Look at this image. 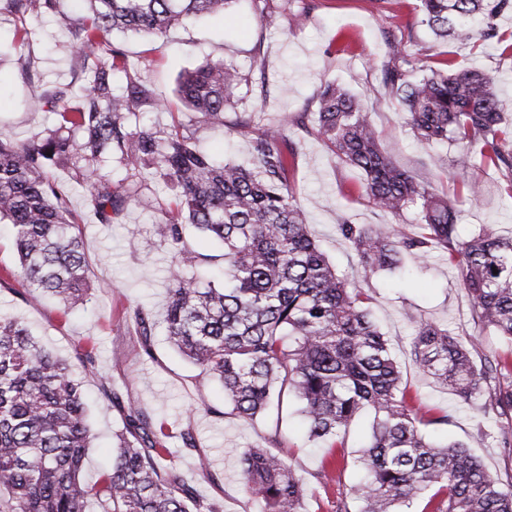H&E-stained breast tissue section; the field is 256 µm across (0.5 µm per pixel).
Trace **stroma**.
Listing matches in <instances>:
<instances>
[{
	"instance_id": "1",
	"label": "stroma",
	"mask_w": 512,
	"mask_h": 512,
	"mask_svg": "<svg viewBox=\"0 0 512 512\" xmlns=\"http://www.w3.org/2000/svg\"><path fill=\"white\" fill-rule=\"evenodd\" d=\"M417 0H283L277 11L260 16L254 0H236L225 14L190 17L159 37L143 38L120 33L111 41L120 47L131 76L168 100L169 109H151L140 115L137 127L167 130L175 126L194 136L220 161L243 166L253 161V140L267 128L285 131L294 150L290 186L305 209L311 230L339 276L359 283L371 297L372 318L384 334L393 356L401 364L404 381L423 402L447 412V425L429 428L439 443L461 442L488 472L512 480V455L503 448V434L512 431V419L494 423L463 405L415 367L410 356V324L415 315L448 327L462 341L479 339V353L490 357L512 352V343L483 330L472 319L470 299L459 271L437 253L419 262L404 255L403 277L387 273L365 275L355 253L337 232L341 218L356 224L393 223L390 213L371 206L363 195L360 178L341 163L317 136V95L329 81L342 84L359 96L371 112L385 152L402 169L423 182L430 192L454 200L464 231L481 224L512 233V197L502 177L480 164L467 170L458 165L459 150L444 144L418 143L399 105L381 84L386 42L401 39L419 59H442L444 47L425 28L417 26ZM308 8L303 25L294 26L293 12ZM82 14L75 0H56L52 11L29 19L31 37L21 43L15 14L0 11V131L26 141L58 126L51 112L32 111L30 103L47 86H62L74 77L70 43L72 28ZM452 58L461 68L482 69L497 80L499 109L512 119V53L496 41L481 46L456 44ZM224 61L247 74L215 128L198 122L180 102L176 89L181 72L205 61ZM118 191L134 197L119 223L101 224L90 212L84 189L68 171L54 169V177L68 187L71 212L81 222L91 287L83 304L62 312L49 296L33 294L20 299L14 282L0 284V311L18 318L31 335L47 348L75 356L85 342H93L95 373L75 368L91 400L89 422L94 440L84 478L93 483L112 463V435L122 426L119 413L99 388L109 383L121 389L165 426L171 460L207 499L223 503L224 512H263L260 499L243 492L238 457L242 448L267 445L279 431L283 451L299 473L321 468L323 449L308 442L294 405H285L281 420L253 422L233 414H209L223 406L224 392L202 377L196 367L167 342L163 326L154 330V357L135 348V332L125 315L141 303L162 316L171 279L172 252L156 233L167 223L172 192L157 175L130 169L113 159L102 169ZM476 187L475 196L456 192L457 178ZM369 417H362L344 437L345 462L341 477L328 487H313L302 512H333L339 495H352L366 473L357 458L369 432ZM190 430L198 448L186 451L178 437ZM210 461L212 479L201 476L198 455Z\"/></svg>"
}]
</instances>
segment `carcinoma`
<instances>
[{
  "label": "carcinoma",
  "instance_id": "1",
  "mask_svg": "<svg viewBox=\"0 0 512 512\" xmlns=\"http://www.w3.org/2000/svg\"><path fill=\"white\" fill-rule=\"evenodd\" d=\"M88 13L72 33L76 75L88 80L51 87L33 108L58 115L45 137L17 143L0 133V222L12 225L18 265L0 274L64 306L88 291V264L68 197L50 168L70 171L85 189L98 222L117 220L132 201L100 174L114 155L138 170L153 169L173 192L170 222L158 234L173 246V287L164 313L170 344L224 389V406L245 421L280 410L283 397L301 402L308 437L327 445L318 484L336 478L339 433L363 411L373 415L360 457L367 480L355 489L358 512H512V481L492 476L465 445H437L424 434L448 415L409 394L388 341L371 318L368 291L340 277L313 238L306 215L288 188L294 153L283 130L254 141L255 169L219 163L191 134L171 129L164 137L130 130L126 122L146 106H162L128 75L115 31L158 36L191 15L222 13L233 0H87ZM53 0H0V10L21 20ZM419 23L436 36L477 45L497 39L512 52L496 21L512 13V0H418ZM381 68L386 93L405 110L422 143L461 149L464 166L476 151L481 165L512 184V124L498 107L495 78L478 69L420 63L401 43L387 41ZM125 74L122 90L114 88ZM247 81L236 66L206 63L180 74L179 91L205 122L224 124L234 92ZM318 136L336 158L359 175L369 203L398 219L414 210L422 233L403 224L375 229L341 219L336 225L364 270L399 268L405 253L420 258L445 250L460 271L475 322L512 342V235L485 225L464 238L454 206L432 194L382 150L369 109L334 83L318 95ZM220 243L223 279L199 273L208 256L190 249L186 227ZM196 272L185 277L183 270ZM141 350L154 356L151 314L128 311ZM410 355L416 367L488 415L512 414V360L475 359V343L448 329L409 317ZM121 417L112 466L89 486L82 481L92 433L88 407L70 364L35 341L16 318L0 314V512H223L197 496L167 460L164 426H156L121 391L103 387ZM279 428L268 447H247L239 458L244 492L265 501L266 512H300L309 482L280 454Z\"/></svg>",
  "mask_w": 512,
  "mask_h": 512
}]
</instances>
